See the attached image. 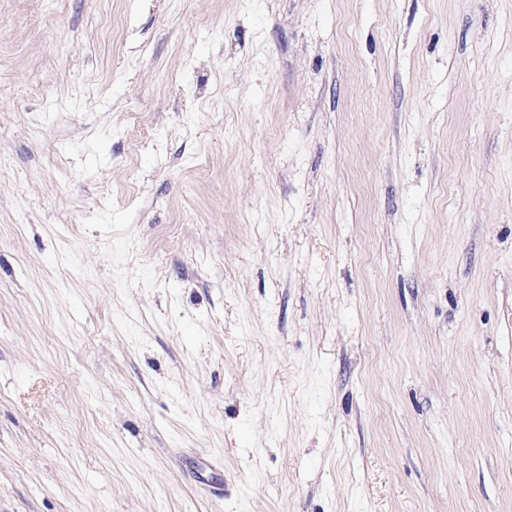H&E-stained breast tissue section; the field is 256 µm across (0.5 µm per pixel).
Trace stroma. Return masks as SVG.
<instances>
[{
    "label": "stroma",
    "mask_w": 512,
    "mask_h": 512,
    "mask_svg": "<svg viewBox=\"0 0 512 512\" xmlns=\"http://www.w3.org/2000/svg\"><path fill=\"white\" fill-rule=\"evenodd\" d=\"M512 0H0V512H512Z\"/></svg>",
    "instance_id": "obj_1"
}]
</instances>
